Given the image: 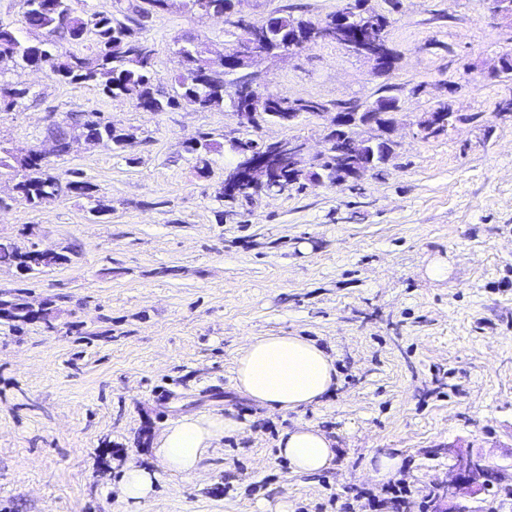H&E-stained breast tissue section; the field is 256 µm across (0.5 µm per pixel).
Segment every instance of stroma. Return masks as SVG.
<instances>
[{
	"mask_svg": "<svg viewBox=\"0 0 512 512\" xmlns=\"http://www.w3.org/2000/svg\"><path fill=\"white\" fill-rule=\"evenodd\" d=\"M348 0H244L259 20L290 13L317 22ZM386 11L398 59L386 75L325 41L265 58L254 70L294 100L374 101L398 86L404 101L397 147L356 186L303 188L219 200L239 136L231 108L180 105L153 113L93 86L29 69L1 76L29 87L0 109V146L47 148L50 120L100 112L134 140L124 151L73 143L52 157L57 173L82 172L109 209L60 196L31 207L0 168V241L69 248L67 264L31 276L0 265V294L52 310V325L0 316V512H127L113 488L122 468L146 464L154 439L186 415H233L207 470L189 481L162 477L137 512H372L358 489L381 495L378 455L399 456L394 476L408 495L398 509L428 512L441 495L449 450L482 454L512 475V77L492 76L512 54V25L485 0H367ZM224 19L181 0L152 13L143 37L155 46L166 92L181 70L178 48L206 57L228 49ZM466 120L425 140L418 123L438 101ZM327 121L310 115L262 124L256 141L297 138L325 152ZM216 149L198 171L186 142ZM443 262V279L427 269ZM312 340L333 360L336 382L304 412H271L234 385L242 346L256 336ZM333 438L332 467L291 473L275 443L296 420Z\"/></svg>",
	"mask_w": 512,
	"mask_h": 512,
	"instance_id": "35a3bbf8",
	"label": "stroma"
}]
</instances>
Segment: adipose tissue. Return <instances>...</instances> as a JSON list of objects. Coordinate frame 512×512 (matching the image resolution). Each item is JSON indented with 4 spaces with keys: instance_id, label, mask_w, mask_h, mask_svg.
<instances>
[{
    "instance_id": "adipose-tissue-1",
    "label": "adipose tissue",
    "mask_w": 512,
    "mask_h": 512,
    "mask_svg": "<svg viewBox=\"0 0 512 512\" xmlns=\"http://www.w3.org/2000/svg\"><path fill=\"white\" fill-rule=\"evenodd\" d=\"M335 375L330 356L315 343L298 336H263L251 339L239 351L235 386L268 410L299 412L321 402L334 385ZM243 428L230 415L178 419L155 440L156 469L134 463L122 469L116 485L120 499L133 507L153 498L165 474L183 479L199 476L224 438ZM277 454L287 459L292 471L315 473L331 467L336 450L324 431L300 421L280 434Z\"/></svg>"
}]
</instances>
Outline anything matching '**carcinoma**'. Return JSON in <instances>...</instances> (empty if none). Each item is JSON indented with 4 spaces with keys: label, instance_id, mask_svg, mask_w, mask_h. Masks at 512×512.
Returning a JSON list of instances; mask_svg holds the SVG:
<instances>
[{
    "label": "carcinoma",
    "instance_id": "cac0c4a2",
    "mask_svg": "<svg viewBox=\"0 0 512 512\" xmlns=\"http://www.w3.org/2000/svg\"><path fill=\"white\" fill-rule=\"evenodd\" d=\"M126 6L120 21L111 14L93 13L87 17L75 14L72 0H23V18L27 27L41 33V39L26 41L14 31L0 24V74L16 69L41 67L49 69L57 79L91 85L106 95L123 96L143 112H161L164 107L186 104L198 111L221 109L229 104L224 97V80L205 74L206 61L203 55L195 57L198 77L186 81L183 74L175 82L183 85L181 93L174 97L160 87V78L154 69V45L139 36L143 29L140 19L157 9L169 6L170 0H125ZM183 6L202 15H221L235 6L233 0H185ZM281 28L305 32L312 21L291 14L277 17ZM95 36V52L83 56L65 49L67 44L83 41L86 34ZM0 92L6 97L0 105L11 109L29 96L27 87L0 84ZM52 134L57 143L58 154L68 153L73 135L78 134L107 147L122 149L131 134L117 129L112 121L93 119V113H70L54 125ZM196 164L207 168L208 155L214 151V143L203 138L197 145L184 147ZM8 167L21 173L15 185L19 198L36 207L62 192L88 199L94 198L96 187L83 179L82 173L70 172V178L61 182L57 175L49 172L50 162L40 156L36 149L16 154L0 148V167ZM69 257L54 250L33 247L21 251L12 243H0V264L16 267L23 274H37L47 268L62 265Z\"/></svg>",
    "mask_w": 512,
    "mask_h": 512
}]
</instances>
